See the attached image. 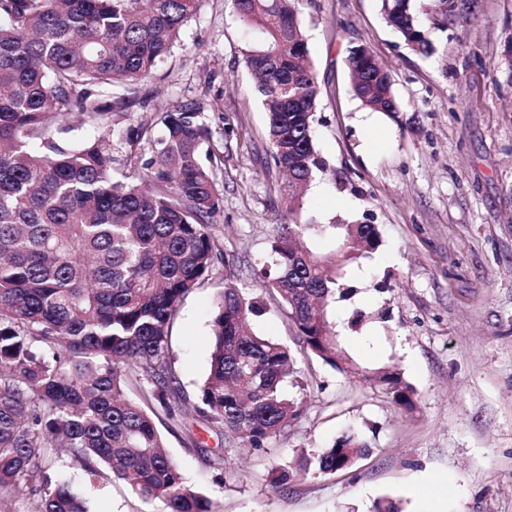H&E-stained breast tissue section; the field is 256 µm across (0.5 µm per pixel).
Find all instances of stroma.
I'll list each match as a JSON object with an SVG mask.
<instances>
[{
    "label": "stroma",
    "instance_id": "35a3bbf8",
    "mask_svg": "<svg viewBox=\"0 0 512 512\" xmlns=\"http://www.w3.org/2000/svg\"><path fill=\"white\" fill-rule=\"evenodd\" d=\"M441 26L425 24L430 55L407 48L379 0H298L318 75L315 145L328 167L288 207L270 157L266 114L243 63L253 37L230 0H199L170 55L122 112L115 135L200 99L211 142L223 147L222 203L209 226L225 262L182 302L169 351L180 382L170 410L156 409L165 449L189 489L217 512H512V0H469ZM370 48L389 69L396 117L351 91L348 56ZM324 225L308 248L341 257L338 226L375 225L381 244L346 265L354 296L330 304L357 373L304 353L296 327L259 277L285 218ZM265 312L251 330L286 345L295 376L285 387L300 416L250 448L201 416L210 317L226 281ZM369 314L359 327L355 311ZM399 371L415 391L398 408L376 372ZM359 433L367 457L338 474L279 476L301 455ZM68 481L90 512H154L110 478L88 479L70 457Z\"/></svg>",
    "mask_w": 512,
    "mask_h": 512
}]
</instances>
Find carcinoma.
Here are the masks:
<instances>
[{
  "mask_svg": "<svg viewBox=\"0 0 512 512\" xmlns=\"http://www.w3.org/2000/svg\"><path fill=\"white\" fill-rule=\"evenodd\" d=\"M198 0H0V512L16 489L40 498L37 512H86L70 485L52 481L63 450L91 479L108 471L157 512H215L184 485L153 418L127 397L168 409L179 381L169 328L183 299L213 272L223 249L208 230L220 208L215 177L224 152L210 143L203 104L188 100L119 139L129 174L114 177L110 114L167 57ZM297 0H232L259 36L243 54L267 116L270 156L293 201L327 163L315 148L319 81L298 20ZM386 22L414 52L432 46L410 0H381ZM361 103L394 117L390 75L370 49L348 58ZM124 93L104 107L90 87ZM78 113L97 136L69 144ZM162 134L151 136L153 127ZM151 143L144 156L141 142ZM339 248L374 251L372 224L343 226ZM320 224L284 221L261 269L305 352L348 372L327 307L347 298L336 265L299 245ZM263 313L232 283L211 315L209 372L199 409L218 431L260 449L300 409L283 393L293 374L287 347L245 331ZM394 403L414 407L401 374L372 377ZM351 432L303 457L282 480L336 474L366 456Z\"/></svg>",
  "mask_w": 512,
  "mask_h": 512,
  "instance_id": "1",
  "label": "carcinoma"
}]
</instances>
